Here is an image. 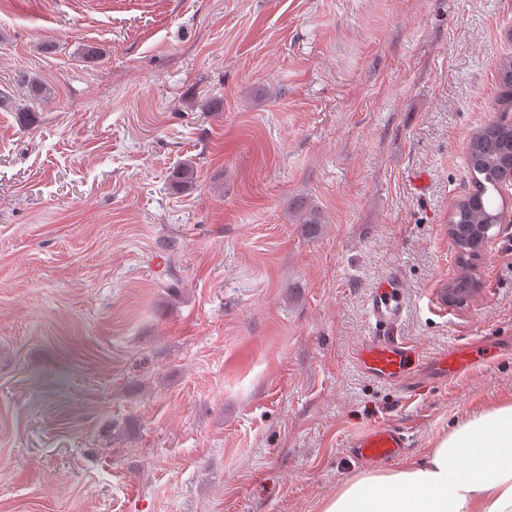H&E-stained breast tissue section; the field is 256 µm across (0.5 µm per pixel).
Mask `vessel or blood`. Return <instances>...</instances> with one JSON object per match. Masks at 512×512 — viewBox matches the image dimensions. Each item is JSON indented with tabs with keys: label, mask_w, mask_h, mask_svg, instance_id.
I'll return each instance as SVG.
<instances>
[{
	"label": "vessel or blood",
	"mask_w": 512,
	"mask_h": 512,
	"mask_svg": "<svg viewBox=\"0 0 512 512\" xmlns=\"http://www.w3.org/2000/svg\"><path fill=\"white\" fill-rule=\"evenodd\" d=\"M367 312L379 332L367 337L358 347L355 353L357 365L372 378L405 384L415 364L416 352L412 346L386 333L403 314L402 278L397 271L387 272L370 293ZM475 363V358L466 349L448 351L439 361L441 368L452 377L469 372ZM407 446L408 439L403 431L379 425L357 437L351 444V453L362 462L391 461L397 459Z\"/></svg>",
	"instance_id": "obj_1"
}]
</instances>
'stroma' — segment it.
Instances as JSON below:
<instances>
[{"label":"stroma","instance_id":"stroma-1","mask_svg":"<svg viewBox=\"0 0 512 512\" xmlns=\"http://www.w3.org/2000/svg\"><path fill=\"white\" fill-rule=\"evenodd\" d=\"M510 55L512 0H0V512H318L353 437L512 397V223L439 297ZM391 269L402 387L354 360ZM470 353V349L448 351L440 359L439 364L448 373V377L469 372L477 362L476 358L470 357Z\"/></svg>","mask_w":512,"mask_h":512}]
</instances>
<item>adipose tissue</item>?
<instances>
[{"label": "adipose tissue", "instance_id": "adipose-tissue-1", "mask_svg": "<svg viewBox=\"0 0 512 512\" xmlns=\"http://www.w3.org/2000/svg\"><path fill=\"white\" fill-rule=\"evenodd\" d=\"M319 512H512V399L456 423L419 459L345 480Z\"/></svg>", "mask_w": 512, "mask_h": 512}]
</instances>
